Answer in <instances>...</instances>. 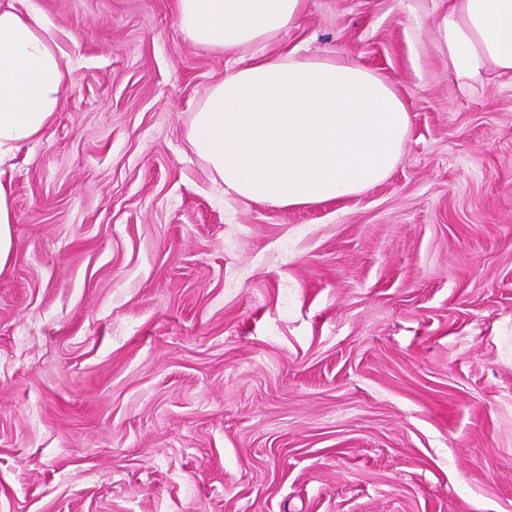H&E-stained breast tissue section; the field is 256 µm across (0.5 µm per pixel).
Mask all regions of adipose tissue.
I'll list each match as a JSON object with an SVG mask.
<instances>
[{
  "mask_svg": "<svg viewBox=\"0 0 512 512\" xmlns=\"http://www.w3.org/2000/svg\"><path fill=\"white\" fill-rule=\"evenodd\" d=\"M303 0H176L183 37L224 54L251 49L196 108L187 131L213 179L277 208L353 197L397 165L409 113L393 88L338 51L272 58ZM461 85L512 73V0H457L438 27ZM62 50L35 0H0V166L39 139L58 108Z\"/></svg>",
  "mask_w": 512,
  "mask_h": 512,
  "instance_id": "adipose-tissue-1",
  "label": "adipose tissue"
}]
</instances>
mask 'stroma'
<instances>
[{
  "mask_svg": "<svg viewBox=\"0 0 512 512\" xmlns=\"http://www.w3.org/2000/svg\"><path fill=\"white\" fill-rule=\"evenodd\" d=\"M68 75L0 171V512H512V74L462 88L453 0H304L410 117L387 180L276 208L186 131L233 55L175 0H36ZM14 223L9 183H4L0 178V270L4 269L12 255V224Z\"/></svg>",
  "mask_w": 512,
  "mask_h": 512,
  "instance_id": "obj_1",
  "label": "stroma"
}]
</instances>
